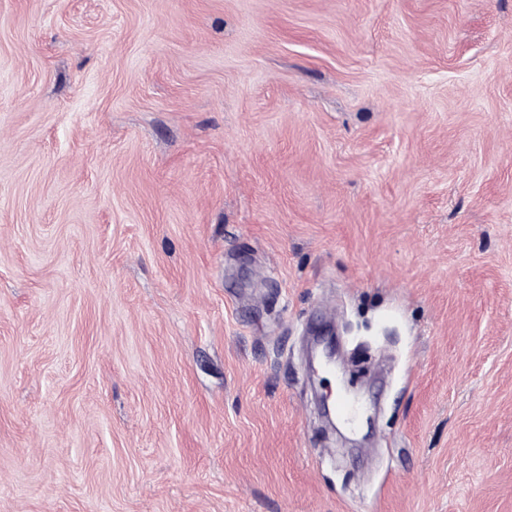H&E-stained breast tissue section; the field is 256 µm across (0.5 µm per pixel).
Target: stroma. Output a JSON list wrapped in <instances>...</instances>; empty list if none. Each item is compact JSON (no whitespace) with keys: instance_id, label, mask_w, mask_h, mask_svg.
<instances>
[{"instance_id":"1","label":"stroma","mask_w":512,"mask_h":512,"mask_svg":"<svg viewBox=\"0 0 512 512\" xmlns=\"http://www.w3.org/2000/svg\"><path fill=\"white\" fill-rule=\"evenodd\" d=\"M0 512H512V0H0Z\"/></svg>"}]
</instances>
